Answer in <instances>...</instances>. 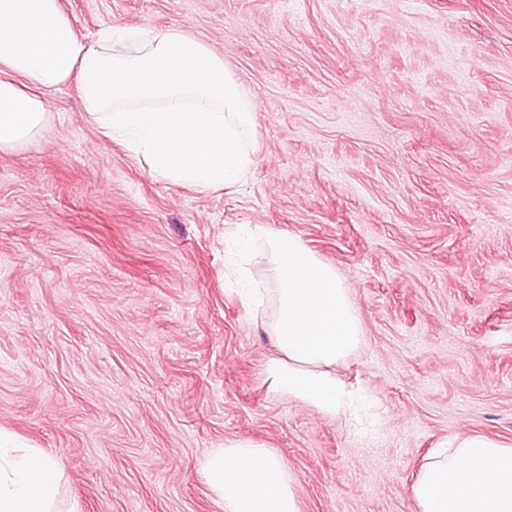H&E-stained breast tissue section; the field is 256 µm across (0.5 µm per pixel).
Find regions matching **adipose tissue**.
<instances>
[{"label":"adipose tissue","mask_w":512,"mask_h":512,"mask_svg":"<svg viewBox=\"0 0 512 512\" xmlns=\"http://www.w3.org/2000/svg\"><path fill=\"white\" fill-rule=\"evenodd\" d=\"M76 83L90 122L158 178L196 191L245 183L256 163L255 116L221 54L177 28L103 30L90 41L61 0H0V153L40 141L53 122L47 95ZM261 245L273 288L244 280L277 354L269 389L333 418L353 392L336 366L363 325L334 266L297 236L241 228L235 262ZM221 512H300L297 479L263 444L225 440L202 463ZM58 463L0 429V512H62ZM421 512H512V448L467 436L430 452L411 488Z\"/></svg>","instance_id":"1"}]
</instances>
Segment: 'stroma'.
<instances>
[{
    "label": "stroma",
    "mask_w": 512,
    "mask_h": 512,
    "mask_svg": "<svg viewBox=\"0 0 512 512\" xmlns=\"http://www.w3.org/2000/svg\"><path fill=\"white\" fill-rule=\"evenodd\" d=\"M87 37L148 24L223 55L258 159L233 190L163 181L88 121L0 153V427L78 512H220L200 471L273 449L301 512H419L438 444L512 446V0H61ZM248 224L301 238L362 320L354 425L270 394L274 349L226 272Z\"/></svg>",
    "instance_id": "stroma-1"
}]
</instances>
